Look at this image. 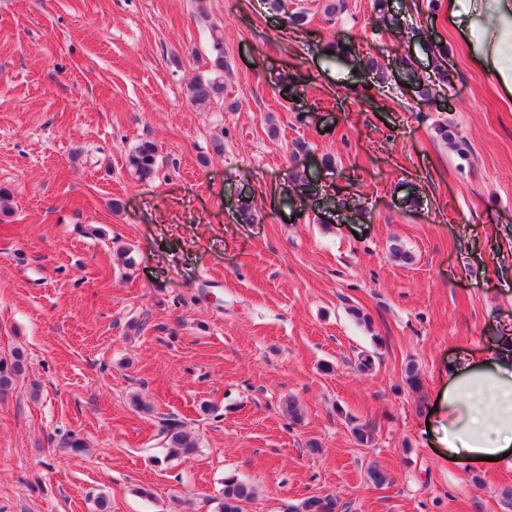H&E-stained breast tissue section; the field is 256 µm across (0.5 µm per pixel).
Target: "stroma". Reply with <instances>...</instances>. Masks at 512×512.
Segmentation results:
<instances>
[{
	"instance_id": "35a3bbf8",
	"label": "stroma",
	"mask_w": 512,
	"mask_h": 512,
	"mask_svg": "<svg viewBox=\"0 0 512 512\" xmlns=\"http://www.w3.org/2000/svg\"><path fill=\"white\" fill-rule=\"evenodd\" d=\"M282 3L0 0V355L27 361L0 400V512L101 495L213 512L229 475L255 490L244 512L324 495L338 512H507L512 466L449 464L424 421L454 352L512 322V99L443 5L386 0L391 27L374 0ZM213 29L224 99L195 105ZM405 61L425 83L447 69L433 102ZM144 141L149 181L128 165ZM158 412L195 456L163 462ZM157 151L152 142L144 141L135 146L128 155V163L139 179H150L157 166Z\"/></svg>"
}]
</instances>
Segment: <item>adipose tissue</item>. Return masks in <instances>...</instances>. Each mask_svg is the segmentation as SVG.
I'll return each mask as SVG.
<instances>
[{
  "label": "adipose tissue",
  "mask_w": 512,
  "mask_h": 512,
  "mask_svg": "<svg viewBox=\"0 0 512 512\" xmlns=\"http://www.w3.org/2000/svg\"><path fill=\"white\" fill-rule=\"evenodd\" d=\"M446 8L475 63L512 96V0H446ZM442 404L448 422L437 441L449 461L512 452V336L449 361Z\"/></svg>",
  "instance_id": "adipose-tissue-1"
}]
</instances>
